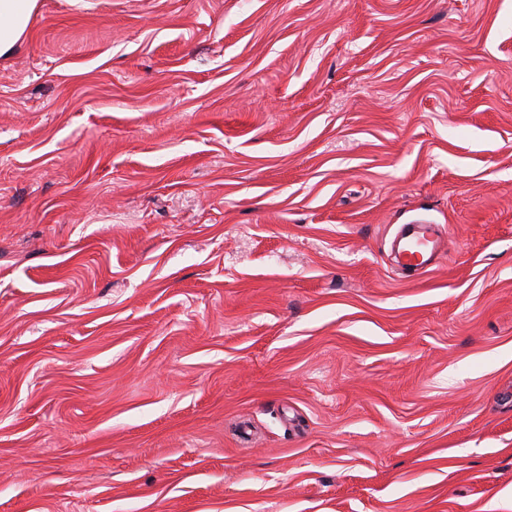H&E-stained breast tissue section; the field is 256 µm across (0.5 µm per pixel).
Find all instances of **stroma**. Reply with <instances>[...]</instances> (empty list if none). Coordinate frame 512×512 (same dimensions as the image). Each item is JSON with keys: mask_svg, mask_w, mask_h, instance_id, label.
Instances as JSON below:
<instances>
[{"mask_svg": "<svg viewBox=\"0 0 512 512\" xmlns=\"http://www.w3.org/2000/svg\"><path fill=\"white\" fill-rule=\"evenodd\" d=\"M0 512H512V0H40ZM403 224L392 243V251L407 268L423 269L433 263L439 246L436 227L417 221Z\"/></svg>", "mask_w": 512, "mask_h": 512, "instance_id": "stroma-1", "label": "stroma"}]
</instances>
